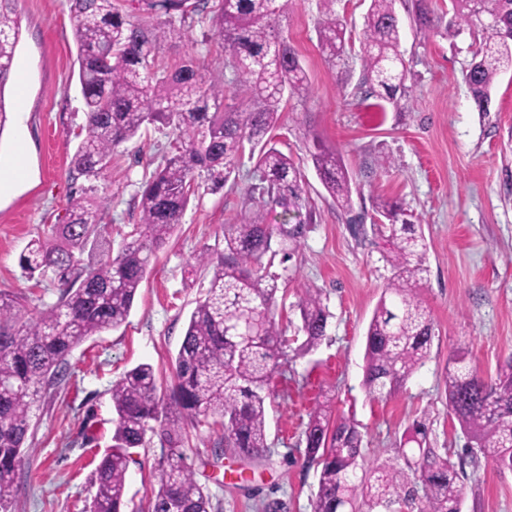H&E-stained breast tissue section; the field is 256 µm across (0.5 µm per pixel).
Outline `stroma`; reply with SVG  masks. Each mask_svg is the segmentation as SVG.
<instances>
[{
    "instance_id": "1",
    "label": "stroma",
    "mask_w": 512,
    "mask_h": 512,
    "mask_svg": "<svg viewBox=\"0 0 512 512\" xmlns=\"http://www.w3.org/2000/svg\"><path fill=\"white\" fill-rule=\"evenodd\" d=\"M368 4L336 0L347 43L333 63L318 44V0H291L281 22L311 95L302 103L285 99L270 133L304 180L298 197L271 207L268 221H302L311 229L300 243L262 260L278 278L276 318L288 337V358L270 387L267 451L252 459L218 456L214 447L224 431L212 419L187 429L183 461L210 497L212 512H256L260 506L312 512L320 469L304 460V430L310 413L326 401L334 414L360 425V473L403 467L396 445L417 420L426 422L432 447L458 458L467 438L448 413L449 356L464 349L466 367L483 376L495 375L512 356V70L497 78L489 111H477L463 79L477 49L473 35L422 31L412 0H396L409 93L392 107L361 85ZM15 9L20 38L1 93L10 121L0 133V175L10 184L0 191V291L28 297L21 311L27 320L52 306L57 291L28 279L19 256L31 239L50 235L67 218L70 161L84 103L68 0H16ZM189 57L204 77L223 79L224 103L234 105L235 78L205 25L193 24L185 39L165 45L156 63L172 69ZM175 142L171 129L150 125L117 148L99 226L113 245L138 222L133 198ZM318 142L340 153L354 180L351 210L338 208L316 175L311 154ZM258 179L255 160L246 154L223 189L200 191L153 255L127 323L73 349L68 384L43 396L34 411L13 512H86L96 491L95 468L111 443L113 383L149 363L159 384L170 386L172 361L209 279L197 258L223 249V227L251 208L249 191ZM380 199L399 203L422 226L428 272L420 295L436 328L424 365L389 399L372 397L362 385L367 326L391 275L370 231ZM308 288L318 289L330 313L325 339L310 351L302 348L297 308ZM168 452L155 435L130 449L124 496L129 512H145ZM461 485L463 512H512V471L482 458L466 466Z\"/></svg>"
}]
</instances>
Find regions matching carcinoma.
Returning a JSON list of instances; mask_svg holds the SVG:
<instances>
[{"mask_svg":"<svg viewBox=\"0 0 512 512\" xmlns=\"http://www.w3.org/2000/svg\"><path fill=\"white\" fill-rule=\"evenodd\" d=\"M333 2L322 0L324 19L318 28L319 45L331 60L345 49L344 26ZM394 2L370 0L363 84L367 93L397 108L407 91V68ZM14 3L0 0V133L7 121L4 91L20 36ZM68 3L85 105L70 177L84 184L69 196L66 222L54 225L51 236L32 240L19 260L28 278L58 288L56 303L24 321L23 298L0 293V512H11L16 471L42 391L66 381L67 358L77 344L127 322L150 273L151 256L182 222L198 179L212 191L223 188L248 143L265 145L256 167L269 198L297 195L303 180L301 169L268 139L284 94L300 100L310 95L299 56L279 32L289 0H222L216 12L208 10V0H138L146 13L165 17L161 27L126 19L113 0ZM451 5L448 35H458L465 24L481 38L463 78L476 109L487 112L491 87L501 72L512 69V0H487L485 11L496 15L492 24L483 23L475 0H451ZM188 18L217 34L228 53L225 67L237 76L249 108L224 106V83L206 81L190 57L171 70L156 66L164 44L186 37ZM156 123L172 128L180 145L136 194L139 223L115 252L98 232L112 156L142 126ZM311 157L328 193L350 207L353 178L341 158L320 147ZM376 212L381 219L373 231L392 274L367 329L364 386L368 394L388 398L424 364L435 330L417 292L428 272L421 225L386 201L377 204ZM309 228L283 223L278 234L296 241ZM272 245L273 229L260 201L238 223L224 225L223 252L214 260L201 258L211 269L210 278L204 298L189 316L169 393L159 396L156 370L149 363L133 367L112 384V445L95 470L91 512H122L127 449L145 443L153 421L170 453L160 465L159 486L147 512L211 510L178 451L184 425L216 417L224 429L221 452L250 459L267 451L266 401L288 347L272 312L278 277L259 270ZM298 307L304 345L312 349L326 336L327 314L309 289ZM462 362L458 355L448 366V414L469 440L467 457L454 465L430 447L426 427L416 423L399 443L406 468L378 469L360 477L358 425L348 417H333L326 406L310 415L304 431L305 460L321 467L312 512H362L367 503L390 508L411 475L422 484L421 512H458L466 458L474 463L483 456L512 470V359L487 377Z\"/></svg>","mask_w":512,"mask_h":512,"instance_id":"carcinoma-1","label":"carcinoma"}]
</instances>
